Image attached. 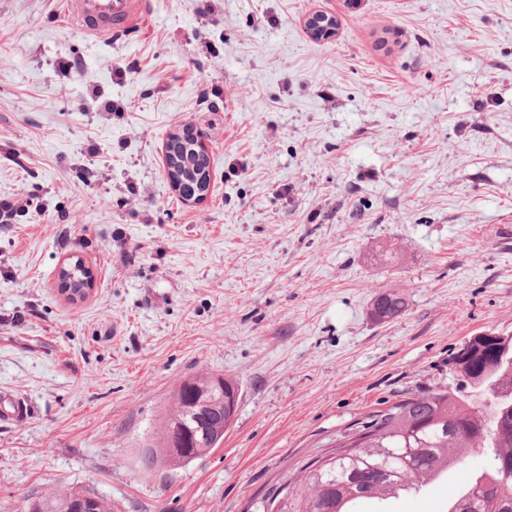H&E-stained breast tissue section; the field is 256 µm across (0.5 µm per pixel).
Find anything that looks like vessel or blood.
I'll return each mask as SVG.
<instances>
[{
  "mask_svg": "<svg viewBox=\"0 0 512 512\" xmlns=\"http://www.w3.org/2000/svg\"><path fill=\"white\" fill-rule=\"evenodd\" d=\"M75 24L87 35L119 41L134 33V20L146 13L150 0H65Z\"/></svg>",
  "mask_w": 512,
  "mask_h": 512,
  "instance_id": "vessel-or-blood-1",
  "label": "vessel or blood"
}]
</instances>
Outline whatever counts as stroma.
Wrapping results in <instances>:
<instances>
[{"mask_svg":"<svg viewBox=\"0 0 512 512\" xmlns=\"http://www.w3.org/2000/svg\"><path fill=\"white\" fill-rule=\"evenodd\" d=\"M210 4L153 0L115 45L65 0H0V197L30 200L0 224V400L29 406L0 420V512L60 488L112 512H262L373 412L458 387L470 336L512 334V0ZM319 11L327 41L306 31ZM186 126L211 158L195 204L165 161ZM76 258L95 283L74 304L57 273ZM385 291L406 307L378 323ZM200 373L240 388L223 446L145 471ZM490 462L474 449L387 512H446Z\"/></svg>","mask_w":512,"mask_h":512,"instance_id":"35a3bbf8","label":"stroma"}]
</instances>
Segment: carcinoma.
Here are the masks:
<instances>
[{
	"mask_svg": "<svg viewBox=\"0 0 512 512\" xmlns=\"http://www.w3.org/2000/svg\"><path fill=\"white\" fill-rule=\"evenodd\" d=\"M405 308L402 296L384 292L375 297L371 316L377 322L397 318ZM465 389L427 392L379 410L361 423L347 452L307 463L303 481L288 478L271 496L287 495L279 512H356L363 499L386 501L415 493L432 475L442 473L473 448L492 453L489 469L475 475L460 490L449 492L448 512H512V334L481 331L448 360ZM212 374L187 378L173 395L174 407L165 413L148 439L144 464L179 466L209 454L224 442V422L212 424L204 442L192 441L184 455L169 446V431H192L195 416L189 402H220ZM84 493L54 491L29 502L36 512H71Z\"/></svg>",
	"mask_w": 512,
	"mask_h": 512,
	"instance_id": "cac0c4a2",
	"label": "carcinoma"
}]
</instances>
